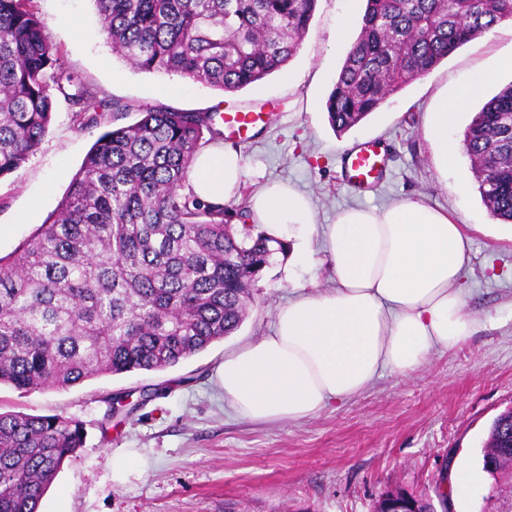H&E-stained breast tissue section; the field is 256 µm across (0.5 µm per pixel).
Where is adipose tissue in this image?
Listing matches in <instances>:
<instances>
[{
    "mask_svg": "<svg viewBox=\"0 0 512 512\" xmlns=\"http://www.w3.org/2000/svg\"><path fill=\"white\" fill-rule=\"evenodd\" d=\"M503 71H512V44L428 113L425 134L441 164L455 156L448 125L456 111ZM244 177L240 154L217 142L196 157L190 184L221 203ZM250 211L275 239L287 225L312 223L307 199L279 183L258 191ZM471 244L448 209L420 198L341 211L324 231L334 287L289 300L270 333L225 354L217 369L225 403L255 422H299L362 393L382 372L407 373L453 348L476 329L459 286Z\"/></svg>",
    "mask_w": 512,
    "mask_h": 512,
    "instance_id": "1",
    "label": "adipose tissue"
}]
</instances>
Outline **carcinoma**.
Here are the masks:
<instances>
[{
  "mask_svg": "<svg viewBox=\"0 0 512 512\" xmlns=\"http://www.w3.org/2000/svg\"><path fill=\"white\" fill-rule=\"evenodd\" d=\"M113 52L147 72L176 73L224 92L283 68L309 29L317 0H93ZM512 21V0H366L360 32L325 102L346 131L404 84L461 46ZM81 124L128 106L99 97L65 66L34 0H0V177L33 156L54 95ZM218 109L156 105L107 130L57 209L12 255L0 257V386L68 389L103 374L173 367L236 331L255 283L287 244L251 212L201 199L189 183L195 155L223 137ZM484 205L512 223V84L463 133ZM84 427L63 415L0 412V512H38ZM482 471L499 507L512 484V423Z\"/></svg>",
  "mask_w": 512,
  "mask_h": 512,
  "instance_id": "obj_1",
  "label": "carcinoma"
}]
</instances>
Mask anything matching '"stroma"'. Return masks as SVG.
I'll return each instance as SVG.
<instances>
[{
  "label": "stroma",
  "instance_id": "35a3bbf8",
  "mask_svg": "<svg viewBox=\"0 0 512 512\" xmlns=\"http://www.w3.org/2000/svg\"><path fill=\"white\" fill-rule=\"evenodd\" d=\"M38 15L67 67L101 97L128 105L117 123L150 106L220 107L264 112L246 137L227 139L246 166L234 203L248 206L260 186L281 182L308 197L313 223L289 228L286 256L266 269L247 315L232 335L164 371L103 375L65 389L22 393L0 386V410L61 414L80 420L86 438L41 499L39 512H373L378 498L403 489L436 496L449 454L468 463L472 489L453 512H478L488 476L479 464L492 420L512 406V238L483 204L465 153L448 171L424 135L428 112L444 93L512 42V24L495 28L391 95L344 133L330 126L325 101L347 45L332 33L345 0H318L297 54L285 69L252 87L225 93L192 82L167 93L176 74L143 72L113 53L93 0H35ZM111 117L78 125L63 96L39 151L0 178V256L11 255L62 200L73 175ZM389 147L384 180L361 195L341 177V157L368 141ZM423 198L473 225L472 255L460 286L475 333L431 354L414 372L384 373L371 387L295 423H255L224 404L215 372L225 353L270 332L277 309L301 293L332 287L323 232L347 208L383 207ZM129 395L111 416L109 399ZM133 452L123 483L112 454Z\"/></svg>",
  "mask_w": 512,
  "mask_h": 512
}]
</instances>
